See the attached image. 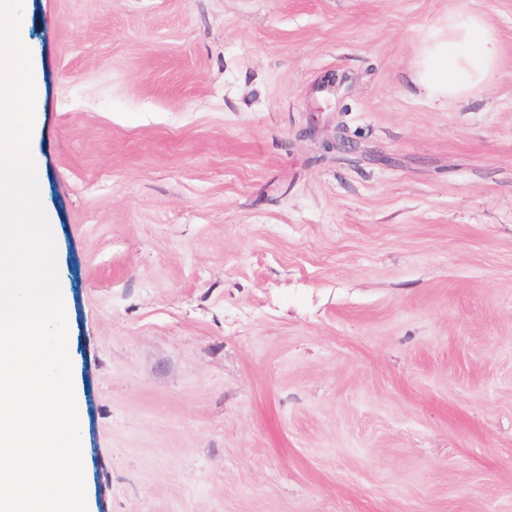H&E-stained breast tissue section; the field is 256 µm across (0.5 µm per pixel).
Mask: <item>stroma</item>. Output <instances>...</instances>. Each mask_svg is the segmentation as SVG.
Returning <instances> with one entry per match:
<instances>
[{"label":"stroma","mask_w":512,"mask_h":512,"mask_svg":"<svg viewBox=\"0 0 512 512\" xmlns=\"http://www.w3.org/2000/svg\"><path fill=\"white\" fill-rule=\"evenodd\" d=\"M23 10L87 512H512V0ZM501 53L497 32L482 15L457 11L418 48L413 82L428 99L466 100L487 85Z\"/></svg>","instance_id":"stroma-1"}]
</instances>
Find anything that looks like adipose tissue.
I'll use <instances>...</instances> for the list:
<instances>
[{
    "instance_id": "adipose-tissue-1",
    "label": "adipose tissue",
    "mask_w": 512,
    "mask_h": 512,
    "mask_svg": "<svg viewBox=\"0 0 512 512\" xmlns=\"http://www.w3.org/2000/svg\"><path fill=\"white\" fill-rule=\"evenodd\" d=\"M500 60L495 29L482 15L457 11L418 48L413 81L428 99L465 100L487 85Z\"/></svg>"
}]
</instances>
